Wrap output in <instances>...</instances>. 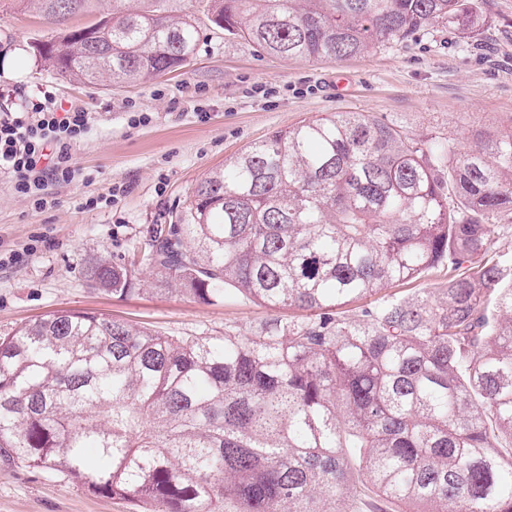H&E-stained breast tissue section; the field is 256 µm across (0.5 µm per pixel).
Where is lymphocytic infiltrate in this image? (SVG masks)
<instances>
[{
  "label": "lymphocytic infiltrate",
  "mask_w": 512,
  "mask_h": 512,
  "mask_svg": "<svg viewBox=\"0 0 512 512\" xmlns=\"http://www.w3.org/2000/svg\"><path fill=\"white\" fill-rule=\"evenodd\" d=\"M7 96L19 105L0 113V175L10 178L17 194L47 206V184L75 177L72 148L87 134L91 115L63 107L47 90L21 95L11 89Z\"/></svg>",
  "instance_id": "f902f5d3"
}]
</instances>
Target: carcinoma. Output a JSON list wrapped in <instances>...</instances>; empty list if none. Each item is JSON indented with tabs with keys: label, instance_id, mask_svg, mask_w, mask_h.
Instances as JSON below:
<instances>
[{
	"label": "carcinoma",
	"instance_id": "cac0c4a2",
	"mask_svg": "<svg viewBox=\"0 0 512 512\" xmlns=\"http://www.w3.org/2000/svg\"><path fill=\"white\" fill-rule=\"evenodd\" d=\"M93 1L20 0L58 25ZM171 2L112 0L33 52L90 83L176 72L201 27ZM211 22L283 59L342 61L434 22L472 39L486 18L481 0H214ZM511 231L512 126L466 150L365 112L273 131L202 179L138 265L85 266L117 297L146 267L273 314L162 336L62 311L0 336V460L138 512H347L352 496L512 512V264L494 251ZM434 270L437 288L387 293Z\"/></svg>",
	"mask_w": 512,
	"mask_h": 512
}]
</instances>
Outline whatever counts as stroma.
I'll list each match as a JSON object with an SVG mask.
<instances>
[{
	"mask_svg": "<svg viewBox=\"0 0 512 512\" xmlns=\"http://www.w3.org/2000/svg\"><path fill=\"white\" fill-rule=\"evenodd\" d=\"M207 0L189 6L202 32L195 58L179 71L121 87L57 75L31 44L54 25L0 0V89L53 92L92 113L73 148L72 183H51L52 205L36 208L0 179V335L61 310L106 314L165 336H220L266 319L239 297L207 304L158 289L118 298L91 288L88 258L119 260L171 224L213 169L271 131L339 112H366L409 135L455 142L512 123V0H482L484 31L471 43L442 24L343 61L285 60L213 26ZM151 120L132 123L133 113ZM115 190L112 205L87 200ZM129 502L88 492L83 481L0 462V512H131Z\"/></svg>",
	"mask_w": 512,
	"mask_h": 512,
	"instance_id": "1",
	"label": "stroma"
}]
</instances>
